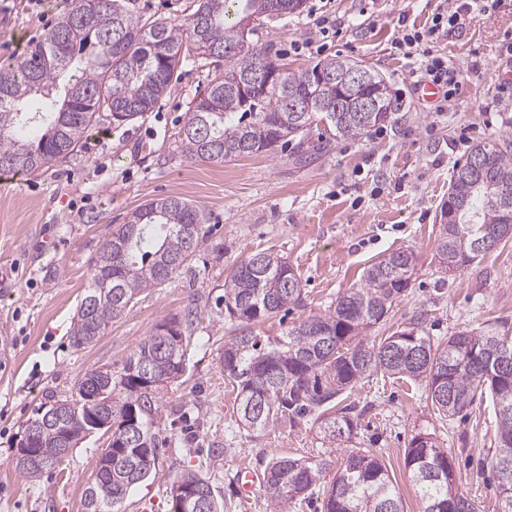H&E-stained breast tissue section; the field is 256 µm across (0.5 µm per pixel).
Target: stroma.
Masks as SVG:
<instances>
[{
    "label": "stroma",
    "instance_id": "35a3bbf8",
    "mask_svg": "<svg viewBox=\"0 0 512 512\" xmlns=\"http://www.w3.org/2000/svg\"><path fill=\"white\" fill-rule=\"evenodd\" d=\"M77 0H0V69L10 68ZM440 0H306L302 13L267 21L252 45L287 68L340 55L372 65L404 103L393 121L362 139L323 141L312 125L310 143L321 151L301 162L295 148L222 163L186 160L181 128L202 97L212 67L183 64L153 112L131 124H102L100 141L34 175L0 180V512H84L83 492L103 448L91 437L75 448L62 471L29 482L14 469L15 440L23 423L50 396L70 394L94 368H121L160 322L199 311L184 376L165 389L153 428L163 445L152 475L133 487L122 512H171L167 489L180 471L209 478L224 512H273L263 485L242 499L241 463L262 472L276 456L311 458L337 471L353 449L370 448L397 481L405 512H422L424 488L404 468L413 435L433 434L451 449L460 489L481 512H501L490 471L479 468L497 448L491 400L441 420L421 383L375 375L349 399L359 423L352 438L328 441L304 423L260 435L239 427L235 395L219 357L233 334L216 306L233 265L253 252L287 257L304 285L303 302L288 315L255 327L264 340L295 322L323 314L359 282L364 268L392 251L415 256L406 295L387 320L365 335L373 342L419 321L434 337L462 328L512 324V240L461 272L438 264L434 240L454 168L480 141L512 139V102L500 86L512 73L503 43L512 42V0L464 16L440 50L462 71L453 108L419 100L414 86L420 58L392 50L402 22L430 23ZM340 20L321 36L313 13ZM179 196L200 207L206 238L191 266L166 286L144 293L106 333L86 348L72 347L71 321L88 285L89 261L112 225L137 206Z\"/></svg>",
    "mask_w": 512,
    "mask_h": 512
}]
</instances>
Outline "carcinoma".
<instances>
[{
  "mask_svg": "<svg viewBox=\"0 0 512 512\" xmlns=\"http://www.w3.org/2000/svg\"><path fill=\"white\" fill-rule=\"evenodd\" d=\"M184 22L150 21L133 14L130 0H78L44 39L32 44L8 70H0V173L34 174L81 148L103 116L133 122L154 110L174 71L186 61L224 62L182 127L186 159L222 162L256 153L275 154L330 110L328 128L338 139H360L393 118L395 98L375 112H360L359 96L382 99V76L361 61L336 56L305 69L289 70L248 45L254 28L244 19H273L300 10L305 0H195ZM278 73L267 83L247 68ZM369 71L374 83L350 89L340 72ZM439 215L436 255L442 269L462 271L475 259L481 231L499 233L489 249L512 237V150L499 143L474 146L455 167L448 200ZM204 237L200 209L185 199H153L112 225L90 261L88 288L70 333L80 349L104 335L112 321L152 288H161L190 267ZM413 253L396 250L369 266L361 282L336 298L333 309L309 315L283 336H254L290 305L300 306L303 286L287 258L252 253L224 279V317L236 325L224 342L220 365L236 391L237 422L265 432L303 422L324 436L352 434L355 406L344 395L381 373L425 383L440 419L447 420L476 399L491 396L497 409V453L491 466L498 481L512 477V337L493 328L455 331L443 338L424 333L421 323L370 344L362 333L382 321L410 288ZM193 318L172 319L143 338L118 371L95 368L78 379L71 395L50 397L28 419L16 442L15 471L36 482L48 469L19 460L34 436L36 453H58L57 466L90 434L94 420L112 441V457L98 460L84 491L85 512H120L135 485L158 465V433L152 417L160 391L186 371ZM425 351L419 364L409 349ZM67 409L62 426L44 423L56 407ZM413 482L425 488L422 512H459L466 499L452 451L429 433L415 434L404 451ZM318 460L274 457L263 480L277 512L321 499V512H404L397 481L369 448L349 452L326 479ZM171 512H221L211 483L186 470L169 487Z\"/></svg>",
  "mask_w": 512,
  "mask_h": 512,
  "instance_id": "obj_1",
  "label": "carcinoma"
}]
</instances>
